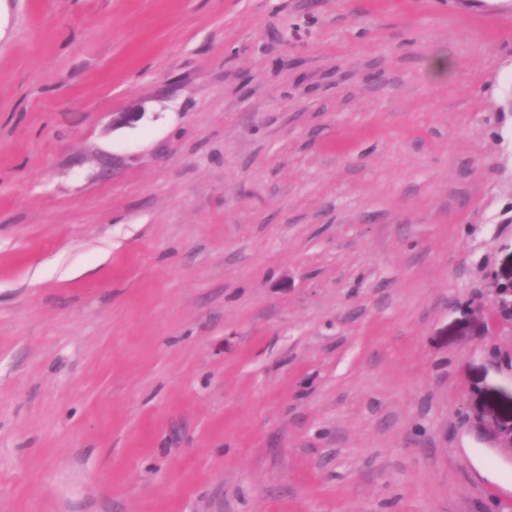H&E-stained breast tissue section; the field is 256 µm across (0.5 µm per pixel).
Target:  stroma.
Returning a JSON list of instances; mask_svg holds the SVG:
<instances>
[{
	"mask_svg": "<svg viewBox=\"0 0 512 512\" xmlns=\"http://www.w3.org/2000/svg\"><path fill=\"white\" fill-rule=\"evenodd\" d=\"M0 512H512V0H0Z\"/></svg>",
	"mask_w": 512,
	"mask_h": 512,
	"instance_id": "35a3bbf8",
	"label": "stroma"
}]
</instances>
